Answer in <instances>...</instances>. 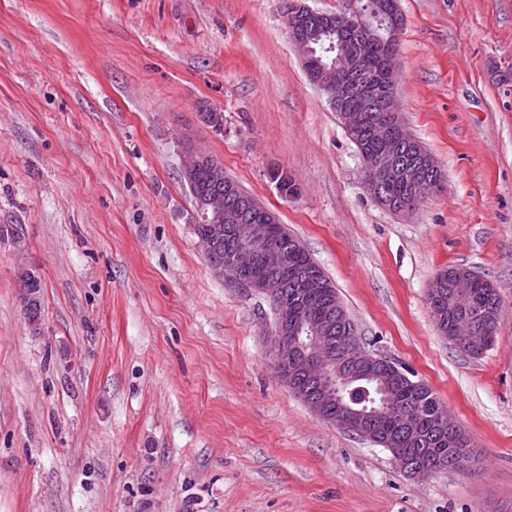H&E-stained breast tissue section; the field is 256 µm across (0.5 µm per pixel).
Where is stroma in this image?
Masks as SVG:
<instances>
[{"label":"stroma","mask_w":512,"mask_h":512,"mask_svg":"<svg viewBox=\"0 0 512 512\" xmlns=\"http://www.w3.org/2000/svg\"><path fill=\"white\" fill-rule=\"evenodd\" d=\"M400 8L401 112L446 175L409 216L367 190L283 0H0V224L26 244L0 243V512H512V0ZM191 148L300 238L476 462L408 477L280 383L269 299L217 277L194 233ZM450 265L501 296L478 357L430 314ZM32 275H29L27 272L18 273L17 278L19 281L24 283L25 288L18 289L19 297L22 302V307L24 311L25 318L28 321V324L34 329V331L39 330V326L41 324V319H35L32 314V310L37 304V295L33 293L32 288H36L35 290L39 294L40 302H41V313H42V281L39 277H37L32 271Z\"/></svg>","instance_id":"stroma-1"}]
</instances>
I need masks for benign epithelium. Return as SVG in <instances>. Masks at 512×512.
I'll return each instance as SVG.
<instances>
[{"instance_id":"obj_1","label":"benign epithelium","mask_w":512,"mask_h":512,"mask_svg":"<svg viewBox=\"0 0 512 512\" xmlns=\"http://www.w3.org/2000/svg\"><path fill=\"white\" fill-rule=\"evenodd\" d=\"M284 21L289 40L301 57L308 77L327 94L330 107L338 114L345 129H351L359 121V115L350 106L358 92L384 101L396 130L379 127L380 153L376 156L361 155L365 181L380 205L403 216L411 214L424 198L438 191L442 183H433L422 177L421 170H438L440 164L405 129L393 75L396 55L387 53L383 63L376 68L356 50L357 43L372 39L373 30L351 0L336 12L316 10L304 0H294L284 14ZM327 25L345 36L346 45L340 51L339 62L330 68L319 69L310 57V39L313 29ZM206 162L209 163V179L224 184V191H233L223 165L205 151L189 152L181 170L182 178L193 183L199 166ZM382 180H400L409 184L412 187L411 198L403 204L393 203L380 193L379 183ZM207 210L212 215L213 225L207 236L199 237L206 255H211L218 248L224 236L236 235L235 245L224 255V260L211 263L214 273L229 285L254 291L272 303L274 324L268 336V348L281 383L329 424L370 438L368 429L377 425L379 412L351 408L340 395L336 383L331 381L329 366L336 363L338 339L350 346L351 351L349 359L343 361L341 382L344 384L368 375L379 377L380 369L375 364L383 361V357L356 340V326L343 304L333 300L322 309L317 307L325 284L315 274L297 275L293 272L288 249L276 242L280 220L273 211L266 208L249 220L246 209L225 204L224 196L219 194L208 199ZM5 241L12 245L17 255L23 254L25 241L15 226L0 225V242ZM474 280L472 270L460 267L454 279L455 295H466ZM290 287L295 292L288 293ZM18 293L28 324L39 330L41 319L34 318L32 314L37 295L30 288H20ZM380 391L393 392L388 402L397 404L401 413L414 420V407L399 403L397 383H383ZM430 426L442 436L452 435L457 429L446 411L434 412ZM392 457L408 476H425L433 472L425 464L410 463L398 449L393 451Z\"/></svg>"}]
</instances>
